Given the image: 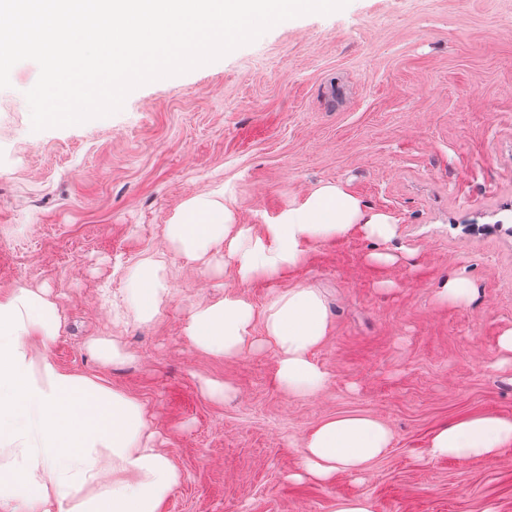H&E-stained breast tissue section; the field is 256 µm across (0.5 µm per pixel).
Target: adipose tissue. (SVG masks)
Wrapping results in <instances>:
<instances>
[{
	"label": "adipose tissue",
	"instance_id": "ef3b65f1",
	"mask_svg": "<svg viewBox=\"0 0 512 512\" xmlns=\"http://www.w3.org/2000/svg\"><path fill=\"white\" fill-rule=\"evenodd\" d=\"M361 229L387 242L396 228L340 184L325 183L282 210L262 233L235 223L231 208L207 195L184 201L167 236L187 261L223 246L240 282L274 278L303 261L312 244ZM161 263L142 259L127 295L144 318L155 317L166 292ZM58 307L46 292L0 295V512H162L182 475L157 448L141 405L111 387L60 368L45 352L59 334ZM331 329L322 294L296 286L263 309L243 296L197 304L184 333L199 351L221 358L270 351L275 384L286 394L322 392L329 375L314 360ZM391 432L370 415L329 418L302 442L300 477L329 483L358 475L383 457ZM512 444V418L472 414L440 426L430 456L491 459Z\"/></svg>",
	"mask_w": 512,
	"mask_h": 512
}]
</instances>
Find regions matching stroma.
<instances>
[{
    "label": "stroma",
    "mask_w": 512,
    "mask_h": 512,
    "mask_svg": "<svg viewBox=\"0 0 512 512\" xmlns=\"http://www.w3.org/2000/svg\"><path fill=\"white\" fill-rule=\"evenodd\" d=\"M38 76L19 62L0 89V295L48 290L51 358L142 405L182 474L163 512H333L358 495L374 512H512V445L491 461L427 452L457 418L512 417L497 352L512 327V0H349L137 87L110 116L41 131L26 99ZM323 182L393 218L398 261L370 263L377 244L356 231L242 285L167 238L190 197L223 195L258 232ZM147 256L169 288L148 322L126 299ZM455 272L479 285L475 304L436 300ZM298 285L331 317L316 396L280 390L268 351L214 358L184 334L200 302L231 291L260 310ZM93 337L128 359L102 362ZM347 413L387 424L389 452L361 475L296 479L297 446Z\"/></svg>",
    "instance_id": "stroma-1"
}]
</instances>
